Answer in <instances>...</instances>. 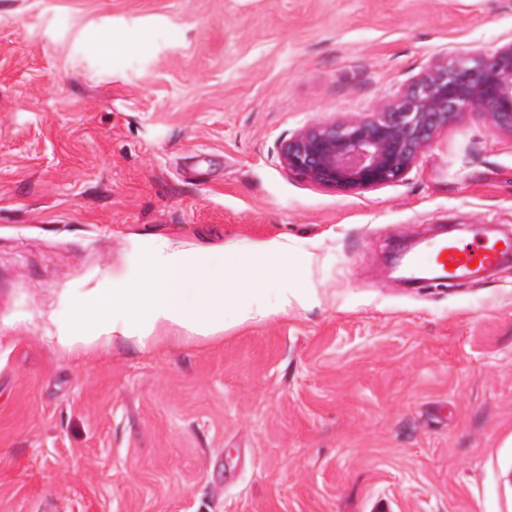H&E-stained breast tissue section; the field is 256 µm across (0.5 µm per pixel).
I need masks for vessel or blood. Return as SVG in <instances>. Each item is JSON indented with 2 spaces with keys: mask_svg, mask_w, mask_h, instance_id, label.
Here are the masks:
<instances>
[{
  "mask_svg": "<svg viewBox=\"0 0 512 512\" xmlns=\"http://www.w3.org/2000/svg\"><path fill=\"white\" fill-rule=\"evenodd\" d=\"M395 260L410 282L420 281L426 264H434L438 277L453 279L471 266L495 268L512 261V237L475 234L466 239L438 240L420 251L399 250Z\"/></svg>",
  "mask_w": 512,
  "mask_h": 512,
  "instance_id": "1",
  "label": "vessel or blood"
}]
</instances>
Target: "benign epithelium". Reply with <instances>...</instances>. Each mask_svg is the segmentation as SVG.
I'll return each mask as SVG.
<instances>
[{"label": "benign epithelium", "instance_id": "benign-epithelium-1", "mask_svg": "<svg viewBox=\"0 0 512 512\" xmlns=\"http://www.w3.org/2000/svg\"><path fill=\"white\" fill-rule=\"evenodd\" d=\"M472 111L512 133V43L432 66L371 116L315 121L282 145L281 158L288 170L319 184L373 188L400 180L438 128Z\"/></svg>", "mask_w": 512, "mask_h": 512}]
</instances>
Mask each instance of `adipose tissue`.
I'll return each mask as SVG.
<instances>
[{
  "label": "adipose tissue",
  "mask_w": 512,
  "mask_h": 512,
  "mask_svg": "<svg viewBox=\"0 0 512 512\" xmlns=\"http://www.w3.org/2000/svg\"><path fill=\"white\" fill-rule=\"evenodd\" d=\"M311 263L285 236L210 246L135 237L118 261L65 295L43 339L66 356L145 349L169 334L211 339L223 333L225 317L264 321L312 302L301 287Z\"/></svg>",
  "instance_id": "adipose-tissue-1"
}]
</instances>
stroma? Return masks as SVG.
Listing matches in <instances>:
<instances>
[{
    "instance_id": "1",
    "label": "stroma",
    "mask_w": 512,
    "mask_h": 512,
    "mask_svg": "<svg viewBox=\"0 0 512 512\" xmlns=\"http://www.w3.org/2000/svg\"><path fill=\"white\" fill-rule=\"evenodd\" d=\"M511 42L512 0H0V512H512V263L410 290L390 262L512 233V133L462 113L361 190L280 155ZM133 235L288 237L317 303L41 341Z\"/></svg>"
}]
</instances>
